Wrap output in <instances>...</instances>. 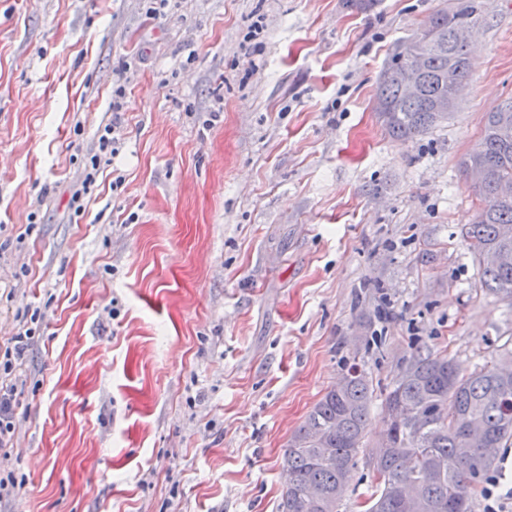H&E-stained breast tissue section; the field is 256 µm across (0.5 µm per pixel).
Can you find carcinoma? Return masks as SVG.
<instances>
[{
    "label": "carcinoma",
    "mask_w": 512,
    "mask_h": 512,
    "mask_svg": "<svg viewBox=\"0 0 512 512\" xmlns=\"http://www.w3.org/2000/svg\"><path fill=\"white\" fill-rule=\"evenodd\" d=\"M484 18V0H453L431 13L430 24L398 43L378 79V118L388 134L410 141L445 122L469 84L472 49L463 33ZM423 71L406 91L412 61ZM459 169L479 199L463 236L478 266L482 288L512 307V96L486 115L478 149ZM501 366L460 373L446 355L419 349L396 375L386 396V442L365 454L370 492L366 512H448L450 501L473 512V495L493 470L500 449L512 445V376ZM371 391L365 371L351 365L314 404L288 439V486L278 512H340L357 468L369 423ZM417 417L397 422L393 410Z\"/></svg>",
    "instance_id": "cac0c4a2"
}]
</instances>
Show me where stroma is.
<instances>
[{"mask_svg": "<svg viewBox=\"0 0 512 512\" xmlns=\"http://www.w3.org/2000/svg\"><path fill=\"white\" fill-rule=\"evenodd\" d=\"M440 3L0 0V345L43 314L0 449L26 491L0 512H278L283 449L346 363L372 381L370 447L416 349L495 363L512 310L461 236L458 160L512 94V0H484L448 122L402 143L375 112ZM473 512H512V459ZM115 124L117 123L113 119L112 123L105 125L103 128V133L98 139L99 154H94L90 158V164L84 168V176L83 180L81 181V187L78 188L72 195V205L75 207V212H85L86 205H84L83 200L86 195L91 193V187H93L96 183V176L100 168L102 155L104 157H106L107 154L113 156V154H116L118 151V147H116V145L120 143L119 138L114 136L116 129Z\"/></svg>", "mask_w": 512, "mask_h": 512, "instance_id": "1", "label": "stroma"}]
</instances>
